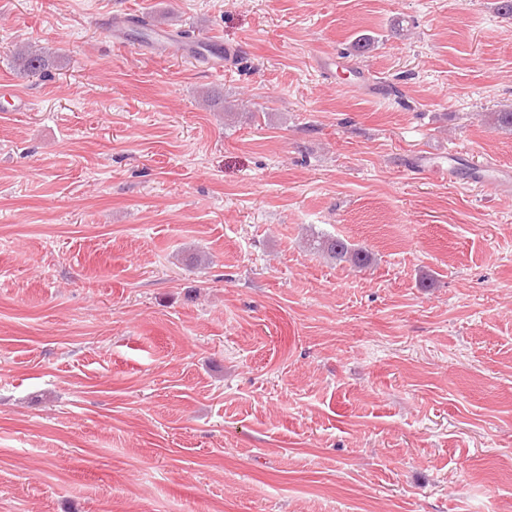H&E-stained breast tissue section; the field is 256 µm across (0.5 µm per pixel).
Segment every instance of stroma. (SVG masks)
I'll list each match as a JSON object with an SVG mask.
<instances>
[{
    "instance_id": "35a3bbf8",
    "label": "stroma",
    "mask_w": 512,
    "mask_h": 512,
    "mask_svg": "<svg viewBox=\"0 0 512 512\" xmlns=\"http://www.w3.org/2000/svg\"><path fill=\"white\" fill-rule=\"evenodd\" d=\"M498 5L0 0V512H512ZM15 57L21 62L22 68L28 73H37L48 65L46 55L41 49H34L29 45H19ZM311 242L312 249L336 262H345L355 268H364L369 262V257L363 249L354 248L342 239L321 235L313 237Z\"/></svg>"
}]
</instances>
